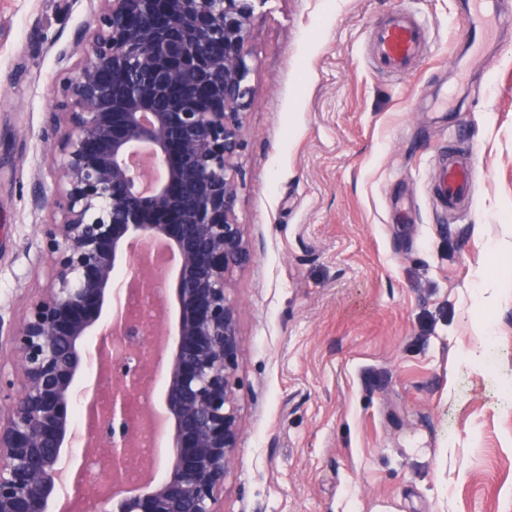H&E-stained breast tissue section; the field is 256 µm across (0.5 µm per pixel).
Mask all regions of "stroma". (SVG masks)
<instances>
[{"label":"stroma","mask_w":512,"mask_h":512,"mask_svg":"<svg viewBox=\"0 0 512 512\" xmlns=\"http://www.w3.org/2000/svg\"><path fill=\"white\" fill-rule=\"evenodd\" d=\"M463 0H257L234 271L243 431L221 512H512V24L467 68ZM397 7L427 29L374 67ZM98 0H0V327L49 286L51 91ZM485 174L434 195L449 144ZM481 347L475 360L468 352ZM424 39L421 24L397 9L388 20L373 27L376 68L393 75L409 70L423 53Z\"/></svg>","instance_id":"obj_1"}]
</instances>
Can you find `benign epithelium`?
<instances>
[{
	"label": "benign epithelium",
	"instance_id": "1",
	"mask_svg": "<svg viewBox=\"0 0 512 512\" xmlns=\"http://www.w3.org/2000/svg\"><path fill=\"white\" fill-rule=\"evenodd\" d=\"M94 27L76 39L83 60L54 92L66 115L57 148L62 195H40L60 219L40 225L56 253L53 288L31 302L12 339L20 388L0 427V512H50L61 451L72 446L87 368L111 386L88 448L110 458L112 497L72 482L75 501L114 512H219L242 433L238 416L239 308L230 275L250 261L237 219L243 115L251 102L247 50L256 0H99ZM177 260L172 282L160 279ZM129 272L120 285L116 269ZM164 288L148 319L122 305L100 335L120 288ZM178 310L176 340L168 321ZM98 334L102 355L87 346ZM140 348L129 373L120 350ZM167 360L161 426L173 454L152 487L132 483L137 435L152 409H131Z\"/></svg>",
	"mask_w": 512,
	"mask_h": 512
}]
</instances>
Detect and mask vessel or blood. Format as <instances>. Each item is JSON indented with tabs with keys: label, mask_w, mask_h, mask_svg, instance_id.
<instances>
[{
	"label": "vessel or blood",
	"mask_w": 512,
	"mask_h": 512,
	"mask_svg": "<svg viewBox=\"0 0 512 512\" xmlns=\"http://www.w3.org/2000/svg\"><path fill=\"white\" fill-rule=\"evenodd\" d=\"M506 20L499 0H470L463 20L460 43L475 53L498 40ZM425 31L404 10L373 27V55L379 71L400 74L409 70L423 53ZM480 175L472 151H449L448 163L440 175L436 194L443 207L455 211L468 203Z\"/></svg>",
	"instance_id": "obj_1"
}]
</instances>
